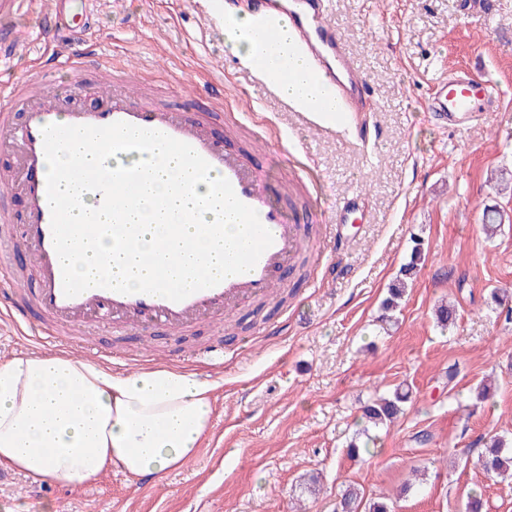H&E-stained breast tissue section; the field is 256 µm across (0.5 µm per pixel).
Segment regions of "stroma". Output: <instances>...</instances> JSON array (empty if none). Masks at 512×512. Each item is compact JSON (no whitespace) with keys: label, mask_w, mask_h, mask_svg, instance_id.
<instances>
[{"label":"stroma","mask_w":512,"mask_h":512,"mask_svg":"<svg viewBox=\"0 0 512 512\" xmlns=\"http://www.w3.org/2000/svg\"><path fill=\"white\" fill-rule=\"evenodd\" d=\"M46 2L0 14V30L19 42L0 51V80L39 67ZM467 2L335 0L332 20L376 94L350 128L325 130L244 71L223 27L201 19L202 0H92L96 55L160 83L223 79L226 101L201 97L203 112L255 105L242 127L227 118L214 131L236 146L265 133L262 164L277 201L291 193V172L318 182L289 208L290 221L332 215L352 190L363 200L344 228L349 248L327 245L296 273L283 306L246 304L226 319L224 357H184L214 341L207 327L184 341L146 332L117 341L106 328L71 336L65 353L93 343L112 372L159 366L211 384L209 434L148 485L115 470L78 487L12 474L0 483V512H334L349 485L369 499L396 497V512H465L473 490L485 512H512V478L488 479L475 465L480 437L512 441V191L497 186L512 175V0H492L490 20ZM461 68L492 82L498 109L472 128L445 129L422 102ZM490 211L501 222L492 237ZM417 238L424 259L396 321L382 322L380 303ZM443 301L457 314L445 331L433 315ZM487 378L494 396L474 406L469 392ZM398 388L410 396L404 415L377 431L372 457L348 456L362 406ZM306 474L318 476L319 495L300 488ZM414 474L419 483L400 494Z\"/></svg>","instance_id":"35a3bbf8"}]
</instances>
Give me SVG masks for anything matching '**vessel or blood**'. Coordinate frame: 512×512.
Here are the masks:
<instances>
[{"label": "vessel or blood", "mask_w": 512, "mask_h": 512, "mask_svg": "<svg viewBox=\"0 0 512 512\" xmlns=\"http://www.w3.org/2000/svg\"><path fill=\"white\" fill-rule=\"evenodd\" d=\"M255 21L257 71H265L266 51L283 26H290L295 42L312 69L336 99L332 114L309 113L313 126L349 125L374 88L359 71L342 33L329 16L328 0H251ZM48 31L69 32L84 40L90 31L83 0H51L44 13ZM69 72L72 85L90 86L97 96L95 106L66 104L45 90V76ZM93 82H86L87 72ZM493 86L482 76L463 69L448 73L437 85L427 109L443 126L463 129L479 121L495 106ZM197 96L190 93L183 105L172 106L166 99L148 97L143 81H130L126 70H114L100 59L87 62L85 56L54 51L47 55L37 77L0 85V153L12 162L0 169V321L23 335L33 333L53 339L59 335H91L100 324L113 332L135 334L147 329L179 337L201 324H219L225 315L245 302L271 300L283 285V275L301 256L303 227L291 223L275 204L263 171L239 149L225 145L212 133L211 122L196 109ZM125 122L160 131L189 144L212 167V176L226 178L244 204L253 208L273 243L254 268L226 277L218 285L196 291L175 302L146 293L123 294L92 287L69 297L63 289L60 259L53 243L51 210L47 199V161L42 130L50 124L105 126ZM21 192L26 214L21 230H13L12 215L3 199ZM362 197L350 191L339 214L328 219L337 242L347 243L343 224L358 208ZM23 252L26 268L35 277L27 288L11 258Z\"/></svg>", "instance_id": "vessel-or-blood-1"}]
</instances>
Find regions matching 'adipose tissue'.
I'll return each instance as SVG.
<instances>
[{
  "label": "adipose tissue",
  "mask_w": 512,
  "mask_h": 512,
  "mask_svg": "<svg viewBox=\"0 0 512 512\" xmlns=\"http://www.w3.org/2000/svg\"><path fill=\"white\" fill-rule=\"evenodd\" d=\"M287 64L281 90L304 107L326 91L289 34L270 53ZM148 177V201L136 223L159 221L152 201L182 192L198 203L209 182L195 178L177 158L136 157ZM212 387L194 375L166 368L115 374L68 354H22L0 363V467L46 482L81 485L119 468L136 480L155 481L193 456L213 413Z\"/></svg>",
  "instance_id": "1"
}]
</instances>
